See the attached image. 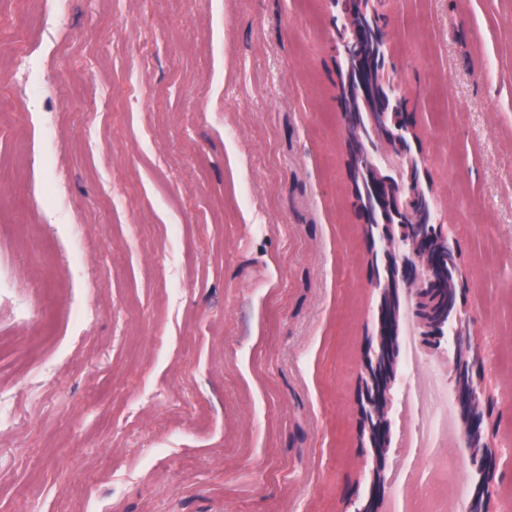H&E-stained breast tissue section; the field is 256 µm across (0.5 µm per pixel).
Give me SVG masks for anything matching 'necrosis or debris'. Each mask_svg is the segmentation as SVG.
Wrapping results in <instances>:
<instances>
[{"label": "necrosis or debris", "mask_w": 512, "mask_h": 512, "mask_svg": "<svg viewBox=\"0 0 512 512\" xmlns=\"http://www.w3.org/2000/svg\"><path fill=\"white\" fill-rule=\"evenodd\" d=\"M402 347L397 386L400 411L412 415L410 445L430 461V471L440 481L420 483L411 494L404 470H396L391 477L394 497L401 501L402 512H465L468 486L458 476L460 429L447 366L428 356L414 328L406 329Z\"/></svg>", "instance_id": "obj_1"}]
</instances>
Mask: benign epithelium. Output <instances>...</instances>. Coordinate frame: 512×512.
Returning <instances> with one entry per match:
<instances>
[{"mask_svg":"<svg viewBox=\"0 0 512 512\" xmlns=\"http://www.w3.org/2000/svg\"><path fill=\"white\" fill-rule=\"evenodd\" d=\"M340 18L336 26V54L345 62L337 84L342 105L345 142L351 165L355 198L371 232L384 243L389 256L385 273L376 279L380 299L375 345L365 357V380L360 405L362 433L388 440L390 386L388 360L397 350L399 320L387 300L405 299L419 335L431 347L444 339L448 315L457 328L453 360H462L456 374L455 401L463 447L478 480L470 489L467 512H492V484L501 453L490 431L494 394L479 373L482 353L474 342L470 318L463 314L469 282L461 276L452 309H443L442 271L460 263L455 242L432 222L428 201L422 192L420 167L410 162L393 175L384 168L373 169L372 153L384 151L402 157L410 152L409 140L416 139L412 113L395 79L387 33V0H332ZM375 175H370V170ZM385 456H375L369 496L354 512H376L386 493Z\"/></svg>","mask_w":512,"mask_h":512,"instance_id":"7a95c632","label":"benign epithelium"}]
</instances>
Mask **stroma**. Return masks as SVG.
<instances>
[{
  "instance_id": "35a3bbf8",
  "label": "stroma",
  "mask_w": 512,
  "mask_h": 512,
  "mask_svg": "<svg viewBox=\"0 0 512 512\" xmlns=\"http://www.w3.org/2000/svg\"><path fill=\"white\" fill-rule=\"evenodd\" d=\"M512 512V0H390ZM331 0H0V512H354L384 268L354 205ZM263 230H256V223ZM80 225L81 263L64 227ZM42 298L30 323L14 299ZM88 302L77 330L71 307Z\"/></svg>"
}]
</instances>
